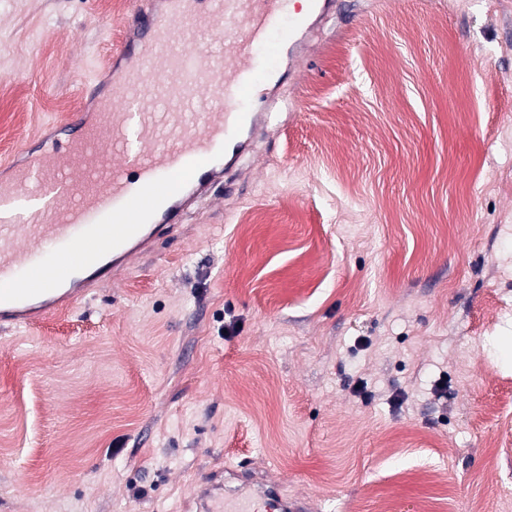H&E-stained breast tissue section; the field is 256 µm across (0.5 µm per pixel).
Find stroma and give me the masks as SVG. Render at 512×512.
Listing matches in <instances>:
<instances>
[{
    "instance_id": "obj_1",
    "label": "stroma",
    "mask_w": 512,
    "mask_h": 512,
    "mask_svg": "<svg viewBox=\"0 0 512 512\" xmlns=\"http://www.w3.org/2000/svg\"><path fill=\"white\" fill-rule=\"evenodd\" d=\"M131 0H0V181L73 135ZM233 196L0 328V512H512V0H344ZM209 498V499H208ZM224 499V500H223ZM260 501L266 511L273 512H308L310 509L300 498H288L281 494L279 485L273 484L264 488L256 496H226L222 493L209 492L200 502V512H220L215 508L217 502H222L225 512H257L254 502Z\"/></svg>"
}]
</instances>
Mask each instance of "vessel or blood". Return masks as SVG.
I'll use <instances>...</instances> for the list:
<instances>
[{
  "mask_svg": "<svg viewBox=\"0 0 512 512\" xmlns=\"http://www.w3.org/2000/svg\"><path fill=\"white\" fill-rule=\"evenodd\" d=\"M340 0H134L131 34L115 50V96L78 137L54 143L14 180L0 183V327L75 306L74 279L100 280L154 248L198 201L238 170L271 124V84L293 76L308 39ZM215 33L220 53L196 42ZM52 240L51 261L38 243ZM308 512L271 485L257 496L210 494L199 512Z\"/></svg>",
  "mask_w": 512,
  "mask_h": 512,
  "instance_id": "obj_1",
  "label": "vessel or blood"
}]
</instances>
